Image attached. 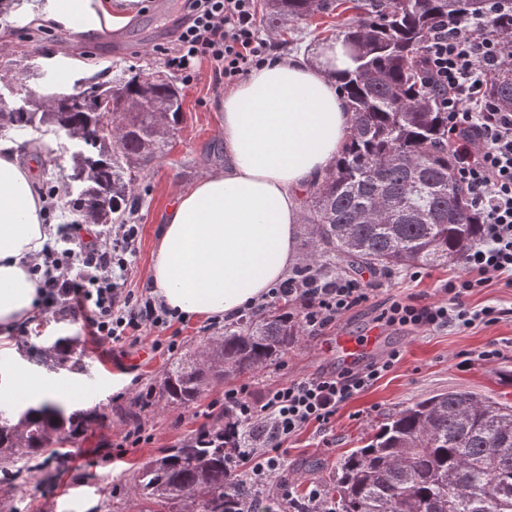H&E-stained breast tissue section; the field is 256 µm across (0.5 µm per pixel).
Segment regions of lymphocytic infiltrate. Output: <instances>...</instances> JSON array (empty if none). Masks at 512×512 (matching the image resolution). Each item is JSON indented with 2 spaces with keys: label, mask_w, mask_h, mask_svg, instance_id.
Here are the masks:
<instances>
[{
  "label": "lymphocytic infiltrate",
  "mask_w": 512,
  "mask_h": 512,
  "mask_svg": "<svg viewBox=\"0 0 512 512\" xmlns=\"http://www.w3.org/2000/svg\"><path fill=\"white\" fill-rule=\"evenodd\" d=\"M182 14L172 43L161 48L165 65L194 80L192 64L208 60L216 78L231 85L264 62L270 51L258 33L256 0H181ZM503 35L473 19L442 20L420 49L424 78L438 92L448 114V138L455 146L454 178L481 216L477 240L461 256L462 274L437 289L436 300L384 303L381 321L405 332L496 323L504 314L495 304L474 306V289L498 281L512 288V112L501 110L488 94L490 78L503 61ZM141 227L116 224L111 236L89 225H63L56 246L44 247L33 271L40 283L42 310L80 313L96 341L140 342L145 330H167L176 314L150 289L133 292L126 273ZM373 295L362 280L319 270L297 271L271 299L297 305L307 336L324 335L346 313ZM400 359L399 351L354 369L284 378L254 398L248 386L225 389L208 406L207 421L196 437L208 436L213 421L230 419L237 434L229 452L236 471L248 475L252 490L273 488L294 512H333L321 489L306 500L294 498L284 475L285 442L308 425L329 429L339 406L364 391Z\"/></svg>",
  "instance_id": "obj_1"
}]
</instances>
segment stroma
I'll use <instances>...</instances> for the list:
<instances>
[{"label":"stroma","mask_w":512,"mask_h":512,"mask_svg":"<svg viewBox=\"0 0 512 512\" xmlns=\"http://www.w3.org/2000/svg\"><path fill=\"white\" fill-rule=\"evenodd\" d=\"M178 9L160 10L149 0L125 27L118 31H75L60 24L41 25L15 18L0 22V109L9 110L23 103L7 86L8 80L22 82L36 93L46 88L60 92H80L89 83L107 81L128 72L151 73L164 69L160 46L171 39ZM345 23L344 16L315 14L286 28L260 27L271 51L311 57L319 44L336 41ZM195 84L182 85L177 72H170L179 83L183 99V121L173 135L166 153L149 168L147 178L135 192L142 202L132 217L141 227L128 286L140 290L152 262L155 244L167 205L176 190L190 188L205 172L224 162V147L219 137L222 115L217 102L224 83L215 81L209 63L197 66ZM28 141L41 145L37 161L39 186L63 184L61 167L48 165L46 153H59L70 146L65 135L29 132ZM458 261H446L426 267L422 278L412 281L405 269L391 272L361 270L359 278L371 283L373 297L347 313L336 326L318 337L300 336L289 345L281 362L253 374H230L214 382L194 405L169 408L154 402L142 415L140 426L150 433V443L137 448H113L120 432L128 424L119 410L143 390L150 379L162 374L173 355L200 352L212 334L202 320L191 318L174 322L159 333L160 341L176 338L175 353L152 350L150 339L133 344H94L80 317H60L38 312L30 328L21 330V341L35 337H77L82 370L53 373V381L71 385L73 391L66 409L83 408L92 418L77 438L61 443L67 466L53 479L35 473L26 483L4 491L15 512H138L132 493L134 468L149 461L161 448H168L190 436L203 421L208 404L220 397L225 388L249 384L254 395L274 386L282 377L299 378L323 370H342L334 343L340 336H357L375 323L382 303L391 297H433L439 281L461 274ZM471 304L494 303L507 308L508 316L492 325L475 324L464 332L451 329L419 331L407 334L392 327L382 329V353L400 351L402 359L394 369L336 412L332 427L325 432L311 425L287 442L288 480L296 497L308 495L311 488H327L339 460L351 449L364 445L387 418L413 403L450 389H466L512 403V383L505 373L512 372V288L494 283L477 289ZM497 348L492 360L481 359L482 351Z\"/></svg>","instance_id":"stroma-1"}]
</instances>
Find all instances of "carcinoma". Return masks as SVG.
Instances as JSON below:
<instances>
[{"label":"carcinoma","mask_w":512,"mask_h":512,"mask_svg":"<svg viewBox=\"0 0 512 512\" xmlns=\"http://www.w3.org/2000/svg\"><path fill=\"white\" fill-rule=\"evenodd\" d=\"M352 12L342 39L354 68L341 90L353 123L328 176L303 201L311 251L306 267L336 271L368 267L383 272L434 265L457 258L477 239L479 216L453 178L448 113L422 84L421 46L448 16L483 20L488 30L512 34V6L491 0H344ZM338 0H266L264 21L279 29ZM491 80L489 94L512 110V47ZM178 88L167 77L136 73L95 82L49 112L28 97L0 112V129L40 128L69 135V182L78 190L72 211L89 224H125L137 209L133 186L162 157L166 142L155 135L151 104L170 101ZM112 114L113 132L104 131ZM301 335L288 301L277 300L245 315L211 339L210 356L176 357L160 379L147 384L125 413L133 424L158 399L189 406L226 372L251 374L273 364ZM77 338L59 336L33 345L28 359L39 367L78 371ZM91 413L55 405H22L0 413V475L19 486L35 470L65 460L50 449L53 437L80 435ZM225 426L206 439L161 448L133 476L140 512H241L224 445ZM336 512H512V405L467 390H450L392 415L341 458L331 483Z\"/></svg>","instance_id":"1"}]
</instances>
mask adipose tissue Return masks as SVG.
I'll return each mask as SVG.
<instances>
[{
	"mask_svg": "<svg viewBox=\"0 0 512 512\" xmlns=\"http://www.w3.org/2000/svg\"><path fill=\"white\" fill-rule=\"evenodd\" d=\"M138 0H17L10 12L82 32L120 29ZM354 63L342 43L316 63L269 59L224 95L223 169L203 175L170 203L146 278L173 312L234 319L266 298L297 260L299 200L340 155L352 114L338 85ZM21 141L0 137V353L32 316L39 281L30 267L55 232ZM5 396L32 403L67 396L65 387L13 369Z\"/></svg>",
	"mask_w": 512,
	"mask_h": 512,
	"instance_id": "1",
	"label": "adipose tissue"
}]
</instances>
